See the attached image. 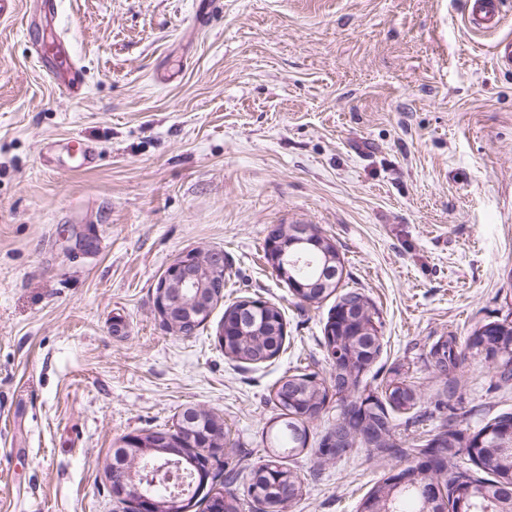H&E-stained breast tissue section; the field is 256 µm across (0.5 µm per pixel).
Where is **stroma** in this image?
Wrapping results in <instances>:
<instances>
[{
    "instance_id": "35a3bbf8",
    "label": "stroma",
    "mask_w": 512,
    "mask_h": 512,
    "mask_svg": "<svg viewBox=\"0 0 512 512\" xmlns=\"http://www.w3.org/2000/svg\"><path fill=\"white\" fill-rule=\"evenodd\" d=\"M59 22L0 18V512H127L104 467L123 437L201 407L231 428L246 495L274 383L329 366L334 305H299L264 256L275 224L335 241L342 285L384 320L381 373L434 393L425 353L512 315V70L462 0H59ZM208 14L204 26L196 16ZM66 34L71 96L33 42ZM99 159L79 167L70 139ZM220 249L224 300L281 307L272 363L238 367L224 314L188 337L155 311L180 254ZM487 367L462 375L469 424L512 410ZM291 512H357L400 462L295 457Z\"/></svg>"
}]
</instances>
